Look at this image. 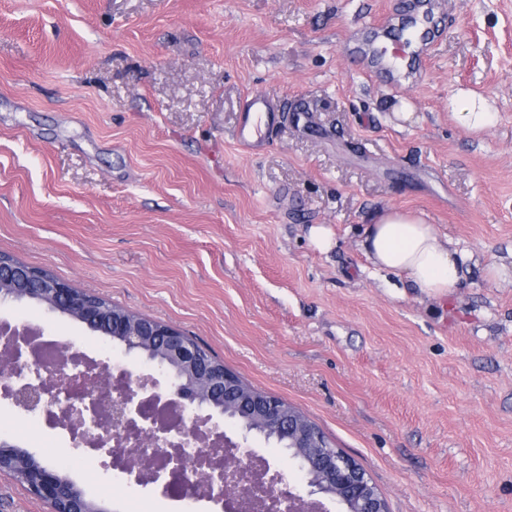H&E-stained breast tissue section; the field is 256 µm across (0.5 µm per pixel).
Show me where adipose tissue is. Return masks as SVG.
Listing matches in <instances>:
<instances>
[{
  "mask_svg": "<svg viewBox=\"0 0 512 512\" xmlns=\"http://www.w3.org/2000/svg\"><path fill=\"white\" fill-rule=\"evenodd\" d=\"M361 250L377 271L405 277L421 293L440 299L458 287L467 259L423 217L390 206L374 213Z\"/></svg>",
  "mask_w": 512,
  "mask_h": 512,
  "instance_id": "1",
  "label": "adipose tissue"
}]
</instances>
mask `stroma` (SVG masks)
Segmentation results:
<instances>
[{
    "label": "stroma",
    "mask_w": 512,
    "mask_h": 512,
    "mask_svg": "<svg viewBox=\"0 0 512 512\" xmlns=\"http://www.w3.org/2000/svg\"><path fill=\"white\" fill-rule=\"evenodd\" d=\"M404 0H0V254L170 324L301 410L389 512H512V0H434L421 74L364 76L345 40ZM497 114L474 133L452 104ZM288 109L271 146L232 139L240 101ZM418 212L473 255L448 300L388 287L369 216ZM336 243L315 249L311 226ZM140 367L34 302L0 324ZM0 398V439L106 512H182Z\"/></svg>",
    "instance_id": "1"
}]
</instances>
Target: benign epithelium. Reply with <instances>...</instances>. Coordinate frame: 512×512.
<instances>
[{
	"mask_svg": "<svg viewBox=\"0 0 512 512\" xmlns=\"http://www.w3.org/2000/svg\"><path fill=\"white\" fill-rule=\"evenodd\" d=\"M29 300L43 305L49 313L67 315L93 332L104 333L119 343L125 354L153 366L167 380L169 401L181 405L205 433L224 438V496L209 499L213 504L223 502V512L236 510L242 494L238 482L241 468L257 459L254 442L272 439L287 441L288 459L303 479L292 484L284 471L267 461L252 471L250 488L266 512H298L305 503L328 512L327 500L335 503L339 512H388L385 500L365 472L329 444L304 414L276 396L238 384L228 369L212 363L179 329L122 309L100 307L45 270L21 262L6 265L0 258V304ZM108 381L107 365L87 363L89 391L105 388ZM0 396L25 413L47 408L40 387L7 385ZM163 397L155 377L139 374L124 399L113 407L114 421L134 430L138 403ZM237 416L245 418V423L234 424L236 437L232 438L224 426ZM19 459L27 462L21 484L29 493L51 506L64 500V508L53 512H107L76 488L60 467L44 464L19 446L0 440V472H12V464Z\"/></svg>",
	"mask_w": 512,
	"mask_h": 512,
	"instance_id": "obj_1",
	"label": "benign epithelium"
}]
</instances>
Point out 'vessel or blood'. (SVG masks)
Wrapping results in <instances>:
<instances>
[{"label": "vessel or blood", "mask_w": 512, "mask_h": 512, "mask_svg": "<svg viewBox=\"0 0 512 512\" xmlns=\"http://www.w3.org/2000/svg\"><path fill=\"white\" fill-rule=\"evenodd\" d=\"M418 0H411L406 13L372 28L368 34L352 32L348 41L365 58L371 71L394 79L422 67L429 57L437 32L432 27L418 28ZM281 123L274 98L263 93L248 95L241 104L232 134L235 143L256 155L269 145Z\"/></svg>", "instance_id": "vessel-or-blood-1"}]
</instances>
